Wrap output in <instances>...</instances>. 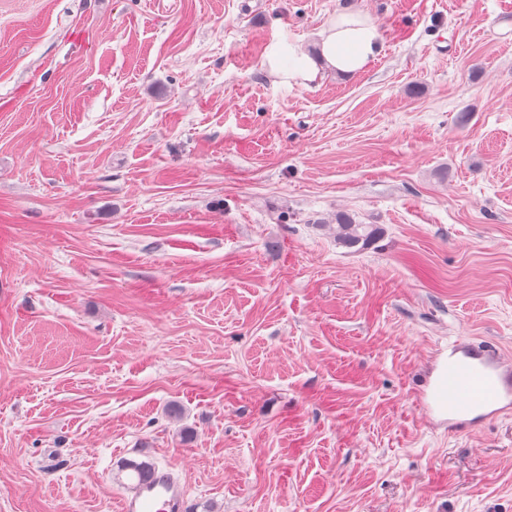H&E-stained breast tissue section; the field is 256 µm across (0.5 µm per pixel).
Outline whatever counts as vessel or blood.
Masks as SVG:
<instances>
[{"label":"vessel or blood","mask_w":512,"mask_h":512,"mask_svg":"<svg viewBox=\"0 0 512 512\" xmlns=\"http://www.w3.org/2000/svg\"><path fill=\"white\" fill-rule=\"evenodd\" d=\"M445 362L441 389L448 394L446 420L452 432L512 413V355L471 341H457L439 351ZM120 512H189L187 494L173 467L153 469L131 483Z\"/></svg>","instance_id":"vessel-or-blood-1"}]
</instances>
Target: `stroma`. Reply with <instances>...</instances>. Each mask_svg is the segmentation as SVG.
I'll return each instance as SVG.
<instances>
[{
  "instance_id": "35a3bbf8",
  "label": "stroma",
  "mask_w": 512,
  "mask_h": 512,
  "mask_svg": "<svg viewBox=\"0 0 512 512\" xmlns=\"http://www.w3.org/2000/svg\"><path fill=\"white\" fill-rule=\"evenodd\" d=\"M365 71L307 86L344 8ZM383 229L336 241V211ZM512 354V0H0V512H512V415L422 401ZM379 53V32L369 18L356 9L346 10L332 18L318 33L317 52L314 55L297 47L277 42L261 66L266 63L271 71L304 85L315 82L324 68L342 74L365 70ZM288 56V68L280 62ZM447 360L440 394L447 392L445 418L436 415L431 397L438 389L430 380L424 403L437 419L448 422L450 432H462L476 424L512 413V355L475 344L455 341L439 351L434 367ZM447 369V372H446ZM185 487L172 466L155 468L131 483L120 501L121 512H188Z\"/></svg>"
}]
</instances>
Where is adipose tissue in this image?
<instances>
[{
  "mask_svg": "<svg viewBox=\"0 0 512 512\" xmlns=\"http://www.w3.org/2000/svg\"><path fill=\"white\" fill-rule=\"evenodd\" d=\"M379 53V32L360 11L348 10L332 18L318 34L317 51L309 54L279 42L265 61L273 72L289 81L315 82L323 69L342 74L365 70Z\"/></svg>",
  "mask_w": 512,
  "mask_h": 512,
  "instance_id": "1",
  "label": "adipose tissue"
}]
</instances>
